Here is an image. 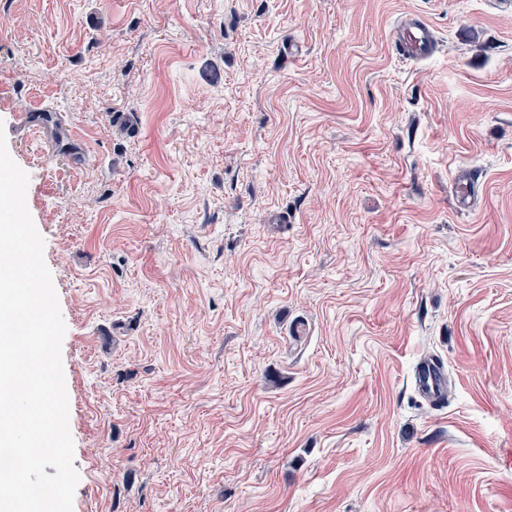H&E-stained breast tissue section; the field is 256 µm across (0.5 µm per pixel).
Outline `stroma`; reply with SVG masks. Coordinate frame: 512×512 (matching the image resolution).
I'll return each instance as SVG.
<instances>
[{
  "mask_svg": "<svg viewBox=\"0 0 512 512\" xmlns=\"http://www.w3.org/2000/svg\"><path fill=\"white\" fill-rule=\"evenodd\" d=\"M0 127L66 326L73 512H512V9L0 0ZM392 43L405 59L424 61L437 51V38L434 28L413 14H403L395 24ZM410 383L417 397L429 406L444 407L448 401V367L442 359H420Z\"/></svg>",
  "mask_w": 512,
  "mask_h": 512,
  "instance_id": "obj_1",
  "label": "stroma"
}]
</instances>
